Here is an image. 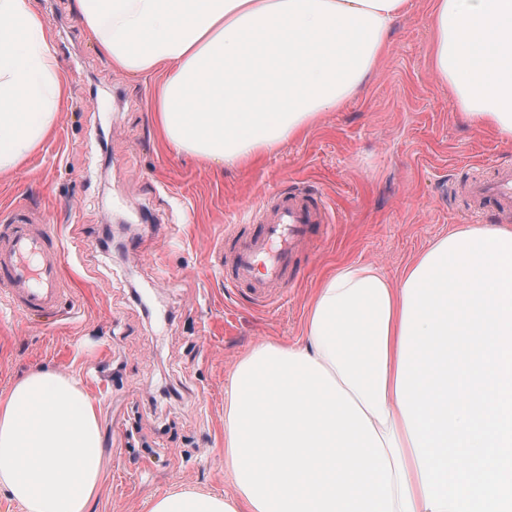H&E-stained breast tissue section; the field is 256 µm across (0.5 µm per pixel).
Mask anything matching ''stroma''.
I'll return each instance as SVG.
<instances>
[{
	"label": "stroma",
	"mask_w": 512,
	"mask_h": 512,
	"mask_svg": "<svg viewBox=\"0 0 512 512\" xmlns=\"http://www.w3.org/2000/svg\"><path fill=\"white\" fill-rule=\"evenodd\" d=\"M69 80L53 133L13 176L0 211H41L74 294L54 323L0 300V393L49 365L97 402L102 489L91 512H148L177 485L232 493L224 395L251 349L301 338L308 302L342 265L397 279L435 239L472 225L462 184L512 162V143L471 125L430 67L432 0H411L363 88L302 137L240 169L166 148L153 79L113 68L73 12L35 0ZM322 199L331 236L293 259L279 299L225 286V245L261 198Z\"/></svg>",
	"instance_id": "1"
}]
</instances>
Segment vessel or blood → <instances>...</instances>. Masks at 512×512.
Masks as SVG:
<instances>
[{
    "instance_id": "vessel-or-blood-1",
    "label": "vessel or blood",
    "mask_w": 512,
    "mask_h": 512,
    "mask_svg": "<svg viewBox=\"0 0 512 512\" xmlns=\"http://www.w3.org/2000/svg\"><path fill=\"white\" fill-rule=\"evenodd\" d=\"M474 212L493 208L512 215V166L494 177L469 181ZM257 223L224 252L227 279L265 301L284 284L291 261L302 245L328 238L331 219L326 205L301 194L272 193L255 208ZM263 277H256V266ZM71 291L61 262V248L48 224L35 223L26 208L10 209L0 220V298L24 317L57 318L63 296Z\"/></svg>"
}]
</instances>
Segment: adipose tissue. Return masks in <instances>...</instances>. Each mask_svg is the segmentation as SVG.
Masks as SVG:
<instances>
[{"mask_svg":"<svg viewBox=\"0 0 512 512\" xmlns=\"http://www.w3.org/2000/svg\"><path fill=\"white\" fill-rule=\"evenodd\" d=\"M113 67L155 75L175 151L244 167L355 95L409 0H74ZM431 66L471 123L512 142V0H433ZM69 86L33 0H0V175L52 133ZM512 228L454 230L398 279L346 264L303 341L264 344L224 400L218 496L149 512H512ZM103 472L92 399L32 371L0 394V492L22 512H90Z\"/></svg>","mask_w":512,"mask_h":512,"instance_id":"obj_1","label":"adipose tissue"}]
</instances>
